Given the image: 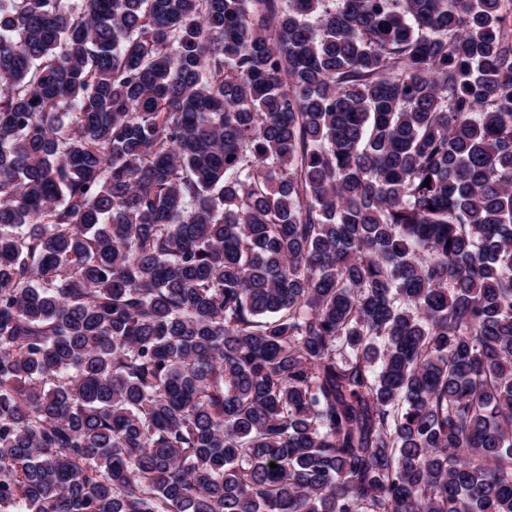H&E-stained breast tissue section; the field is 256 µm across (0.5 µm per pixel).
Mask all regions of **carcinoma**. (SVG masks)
<instances>
[{"label": "carcinoma", "mask_w": 512, "mask_h": 512, "mask_svg": "<svg viewBox=\"0 0 512 512\" xmlns=\"http://www.w3.org/2000/svg\"><path fill=\"white\" fill-rule=\"evenodd\" d=\"M0 86V512H512V0H0Z\"/></svg>", "instance_id": "cac0c4a2"}]
</instances>
